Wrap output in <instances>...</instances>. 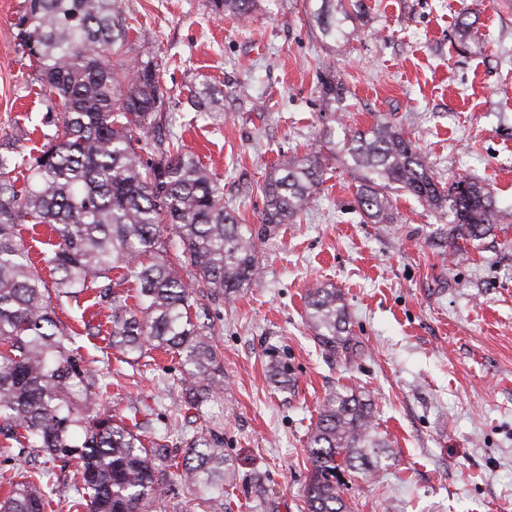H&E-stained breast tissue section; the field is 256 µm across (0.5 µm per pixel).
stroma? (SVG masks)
<instances>
[{"mask_svg": "<svg viewBox=\"0 0 512 512\" xmlns=\"http://www.w3.org/2000/svg\"><path fill=\"white\" fill-rule=\"evenodd\" d=\"M323 38L319 0H259L247 20L211 0H122L131 47L162 60V121L216 176L240 223L259 224L260 185L282 156H322L324 183L295 223L259 242L260 276L233 301L201 298L224 363V389L181 408L182 367L158 350L138 365L79 337L103 368L112 407L138 401L149 434L217 431L237 481L233 512H263L250 488L262 475L280 512H305L308 434L326 397L357 388L374 401L389 448L378 477L345 476L355 512H512V0H363ZM25 0H0V144L36 156L46 129L37 73L20 45ZM340 109L319 93L326 70ZM210 87L214 117L187 99ZM386 122L414 142L434 177L485 185L495 202L491 236L439 244L454 220L409 195L393 219L360 215L344 132ZM320 285L346 299L357 353H329L313 337L305 301ZM283 352L293 386L269 380Z\"/></svg>", "mask_w": 512, "mask_h": 512, "instance_id": "stroma-1", "label": "stroma"}]
</instances>
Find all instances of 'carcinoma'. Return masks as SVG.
I'll return each mask as SVG.
<instances>
[{
    "mask_svg": "<svg viewBox=\"0 0 512 512\" xmlns=\"http://www.w3.org/2000/svg\"><path fill=\"white\" fill-rule=\"evenodd\" d=\"M255 2L212 0V6L244 20ZM336 13V0H321L311 12L326 38L343 33ZM21 41L38 71L42 100L59 118L33 160L0 152V453L41 452L54 466L73 469L77 510L151 512L166 480L176 478L208 495L214 512H231L224 485L235 471L224 440L212 433L186 440L182 467L170 470L169 436L145 444L138 424L112 411L99 370L75 347L77 337L97 336L99 329L73 330L57 319L55 303L76 302L103 281L95 300L109 311V346L132 363L150 349L176 355L184 367L177 400L199 408L224 388V369L210 327L191 317L192 293L204 288L230 301L255 284L259 234L224 206L218 177L158 122L165 100L157 65L150 59L132 70L123 63L129 27L121 0H27ZM320 93L328 107L338 100L332 73ZM188 103L205 115L217 108L207 91ZM342 151L360 173L356 200L371 222L389 223L392 194L403 192L450 210L454 223L439 230L443 239L492 234L490 191L469 179L461 193L441 186L401 130L350 129ZM324 175L315 153L283 159L261 186L262 229L293 223ZM22 224L50 229L36 261ZM128 283L135 285L132 305L123 289ZM306 315L326 350L353 349L340 290L312 289ZM267 367L279 389L291 388L280 355H269ZM386 448L371 399L352 389L328 397L306 448L307 512H353L340 474L377 476ZM52 475L49 469L17 474L0 512H46L56 491Z\"/></svg>",
    "mask_w": 512,
    "mask_h": 512,
    "instance_id": "obj_1",
    "label": "carcinoma"
}]
</instances>
